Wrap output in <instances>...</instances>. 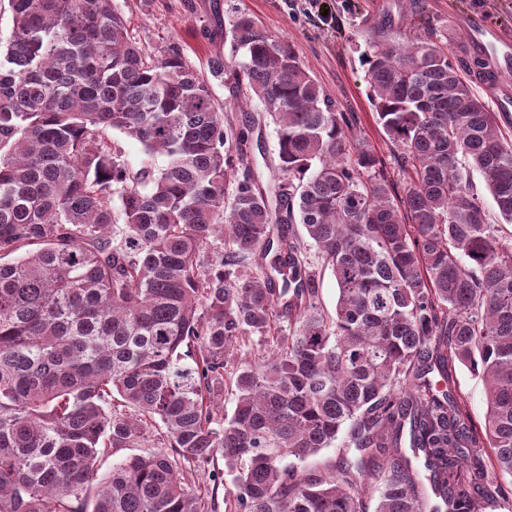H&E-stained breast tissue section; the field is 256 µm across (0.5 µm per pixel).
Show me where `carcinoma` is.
<instances>
[{"label":"carcinoma","instance_id":"1","mask_svg":"<svg viewBox=\"0 0 512 512\" xmlns=\"http://www.w3.org/2000/svg\"><path fill=\"white\" fill-rule=\"evenodd\" d=\"M0 46V512H206L181 464L235 472L230 512H485L512 484V143L426 32L363 54L386 162L290 45L241 15L232 70L262 106L224 125L177 46L114 0H9ZM270 120V188L248 146ZM117 130L166 157L133 172ZM302 226L299 237L294 225ZM321 253L338 288L320 304ZM288 322L253 362L230 352ZM481 377L484 430L448 363ZM235 408L224 415V383ZM160 425L165 433L153 431ZM345 435L321 469L298 463ZM131 454L97 481L96 460ZM491 450L492 473L481 464ZM98 485L94 495L89 487Z\"/></svg>","mask_w":512,"mask_h":512}]
</instances>
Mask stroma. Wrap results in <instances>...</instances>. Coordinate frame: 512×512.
<instances>
[{
	"instance_id": "stroma-1",
	"label": "stroma",
	"mask_w": 512,
	"mask_h": 512,
	"mask_svg": "<svg viewBox=\"0 0 512 512\" xmlns=\"http://www.w3.org/2000/svg\"><path fill=\"white\" fill-rule=\"evenodd\" d=\"M115 5L136 42L157 51L179 46L204 74L212 58L231 60L233 20L252 16L273 36L288 41L329 96L353 113L352 135L382 155L391 172L397 169L396 149L375 121L362 80V55L370 42L384 31L416 35L428 26L458 60L465 48V14L512 28V0H332L328 22L312 0H115ZM450 374L454 389L468 400L473 425L483 426L482 380L459 364Z\"/></svg>"
}]
</instances>
